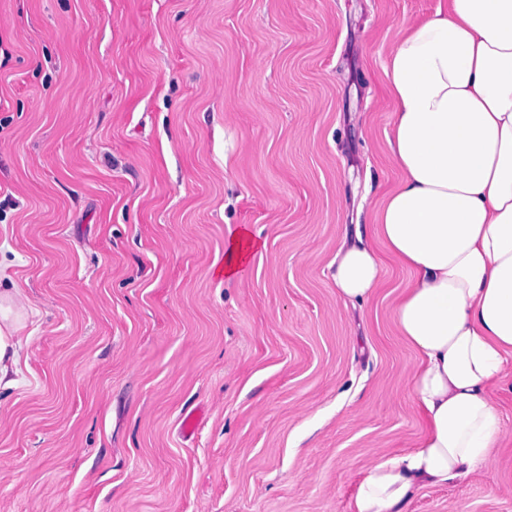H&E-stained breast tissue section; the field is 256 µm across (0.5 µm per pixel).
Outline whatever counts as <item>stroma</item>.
I'll return each instance as SVG.
<instances>
[{
  "label": "stroma",
  "mask_w": 512,
  "mask_h": 512,
  "mask_svg": "<svg viewBox=\"0 0 512 512\" xmlns=\"http://www.w3.org/2000/svg\"><path fill=\"white\" fill-rule=\"evenodd\" d=\"M448 0H0V512H349L417 445L387 263L338 299L401 175L384 64ZM262 243L219 281L231 230ZM488 465L407 512H512V361ZM203 409L191 437L185 414ZM332 267L336 293L345 303H367L382 287L383 259L372 245L343 242L336 250Z\"/></svg>",
  "instance_id": "stroma-1"
}]
</instances>
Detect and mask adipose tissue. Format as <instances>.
I'll list each match as a JSON object with an SVG mask.
<instances>
[{
    "label": "adipose tissue",
    "instance_id": "adipose-tissue-1",
    "mask_svg": "<svg viewBox=\"0 0 512 512\" xmlns=\"http://www.w3.org/2000/svg\"><path fill=\"white\" fill-rule=\"evenodd\" d=\"M384 73L403 178L379 212L380 247L341 244L332 279L366 303L384 257L411 272L394 317L417 355L424 433L363 469L349 512H405L418 489L485 468L503 436L490 389L512 360V0H448L400 29ZM260 247L247 226L231 232L225 279Z\"/></svg>",
    "mask_w": 512,
    "mask_h": 512
}]
</instances>
